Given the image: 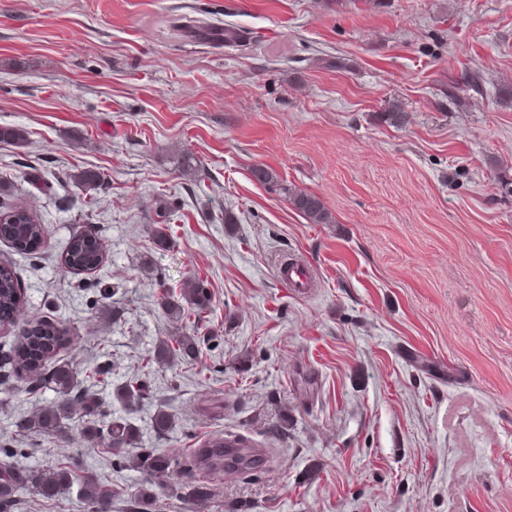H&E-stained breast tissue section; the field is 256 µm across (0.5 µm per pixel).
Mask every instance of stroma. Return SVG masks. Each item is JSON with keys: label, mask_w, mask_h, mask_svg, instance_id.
<instances>
[{"label": "stroma", "mask_w": 512, "mask_h": 512, "mask_svg": "<svg viewBox=\"0 0 512 512\" xmlns=\"http://www.w3.org/2000/svg\"><path fill=\"white\" fill-rule=\"evenodd\" d=\"M393 100L398 128L380 118ZM0 126L27 132L0 143L9 203L48 229L32 256L0 240L24 296L0 346L47 320L70 331L54 364H112L104 394L149 380L137 411L111 412L174 461L154 512H512V0H0ZM259 165L334 223L270 194ZM84 168L106 178L90 196L68 179ZM79 230L101 270L62 264ZM285 254L312 266L306 295L283 285ZM192 278L204 340L158 367L186 331L163 303ZM9 385L0 461L70 462L120 486L108 512H136L141 473L99 456L79 416L62 437L21 431L54 394ZM224 432L274 461L184 499L177 461ZM253 175L270 192L284 199L291 208L302 214L309 223H334V217L317 196L287 184L274 169L258 166L254 168Z\"/></svg>", "instance_id": "obj_1"}]
</instances>
